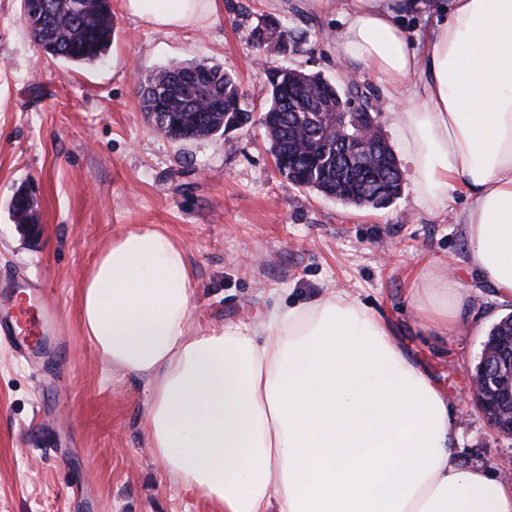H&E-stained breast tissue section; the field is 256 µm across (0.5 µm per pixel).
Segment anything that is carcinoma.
Returning <instances> with one entry per match:
<instances>
[{
	"label": "carcinoma",
	"instance_id": "obj_1",
	"mask_svg": "<svg viewBox=\"0 0 512 512\" xmlns=\"http://www.w3.org/2000/svg\"><path fill=\"white\" fill-rule=\"evenodd\" d=\"M27 25L45 54L71 62L98 64L106 59L112 45V3L111 0H48L44 13L27 19ZM253 34L260 43L266 38L281 39L287 44L294 42L291 31L275 20L264 22ZM201 67L206 74L200 81L182 76L181 62L154 70L140 81V88L150 90V97L141 100L148 118H153L156 103L161 102L169 118L176 119L166 124L154 121L157 130L165 131L173 140L214 136L241 128L252 119L251 113L241 106L233 75L217 65L203 63ZM267 86L270 95L267 111L276 109L280 100H289V105L282 107L278 122L259 121L280 173L293 185L323 196L334 193L354 199L365 194L364 179L344 174L343 162L336 161L332 153L312 163L302 158L301 117L316 111L322 102L336 101V96L341 94L336 85L320 77L309 84L300 83L288 77V69L284 68L268 71ZM217 99L224 101V109L214 113L212 102ZM378 148L390 158L389 166L380 171L382 199L389 201L401 194V175L388 143L382 141ZM12 211L18 224L32 219L35 201L28 197L26 189L16 192Z\"/></svg>",
	"mask_w": 512,
	"mask_h": 512
}]
</instances>
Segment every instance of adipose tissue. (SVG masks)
<instances>
[{"label":"adipose tissue","mask_w":512,"mask_h":512,"mask_svg":"<svg viewBox=\"0 0 512 512\" xmlns=\"http://www.w3.org/2000/svg\"><path fill=\"white\" fill-rule=\"evenodd\" d=\"M157 30L204 28L219 0H121ZM335 7L344 76L371 78L412 163L415 204L454 194L465 266L512 307V0H308ZM431 25L411 31L403 12ZM435 336L471 319L455 271L413 294ZM177 240L137 226L106 243L80 290L82 330L141 379L158 466L221 512H512V482L462 467L448 397L369 306L343 291L274 304L256 323L192 330Z\"/></svg>","instance_id":"obj_1"}]
</instances>
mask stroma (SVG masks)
Returning <instances> with one entry per match:
<instances>
[{
  "mask_svg": "<svg viewBox=\"0 0 512 512\" xmlns=\"http://www.w3.org/2000/svg\"><path fill=\"white\" fill-rule=\"evenodd\" d=\"M112 15L106 61L76 64L36 46L20 0H0V289L41 279L58 318V343L37 366L0 343V512H217L158 467L143 382L113 372L80 328L85 271L106 242L142 224L182 246L194 272L196 329L252 321L274 302L311 300L333 287L374 309L445 390L461 464L499 475L512 438L468 396L467 371L502 311L463 264L466 241L455 222L463 197L442 213L419 210L403 157L402 194L384 209L300 189L279 172L258 123L273 67L383 99L369 78H344L330 44L335 10H311L306 0L275 8L222 0L202 30L171 32L145 26L117 2ZM269 17L287 23L293 51L272 53L252 39ZM174 62L217 64L234 75L253 123L184 142L155 130L140 109V76ZM24 185L35 192L34 236L12 216ZM451 265L470 289L472 319L439 339L421 327L410 291L421 270Z\"/></svg>",
  "mask_w": 512,
  "mask_h": 512,
  "instance_id": "35a3bbf8",
  "label": "stroma"
}]
</instances>
